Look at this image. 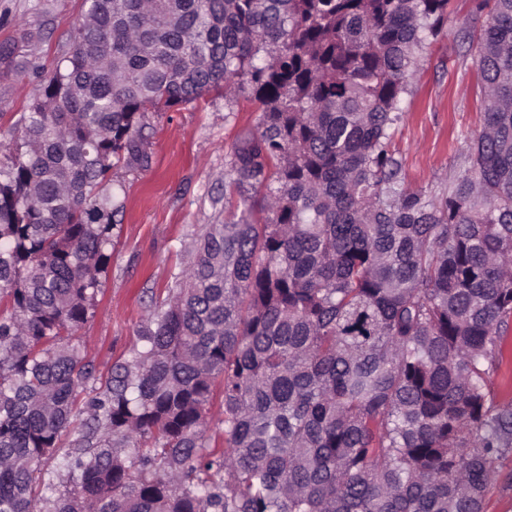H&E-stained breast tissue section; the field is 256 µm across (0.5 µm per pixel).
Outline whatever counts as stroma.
<instances>
[{"label":"stroma","instance_id":"35a3bbf8","mask_svg":"<svg viewBox=\"0 0 512 512\" xmlns=\"http://www.w3.org/2000/svg\"><path fill=\"white\" fill-rule=\"evenodd\" d=\"M453 4L442 33L419 55L394 135L406 186L426 193L447 186L481 126L476 65L460 36L478 31L485 15L478 0ZM85 10L84 0H0V40L24 30L33 34L20 69L0 71V143L10 141L40 78L71 52L70 33ZM258 118L255 102L211 92L199 106L149 114L148 166L113 167L120 211L112 256L95 313L80 331L100 372L136 344L151 296H165V284L180 267L183 242L198 225L223 222L216 198L229 178L226 156L237 136L256 129Z\"/></svg>","mask_w":512,"mask_h":512}]
</instances>
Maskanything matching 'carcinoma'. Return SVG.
Instances as JSON below:
<instances>
[{"label": "carcinoma", "instance_id": "1", "mask_svg": "<svg viewBox=\"0 0 512 512\" xmlns=\"http://www.w3.org/2000/svg\"><path fill=\"white\" fill-rule=\"evenodd\" d=\"M448 3L87 0L93 25L0 145V512H484L512 454L493 383L512 0H480L463 35L483 124L448 188L407 187L393 143ZM17 50L0 41V67ZM219 89L261 112L228 155L224 223L193 232L104 376L77 333L111 258L108 175L149 162L148 113Z\"/></svg>", "mask_w": 512, "mask_h": 512}]
</instances>
